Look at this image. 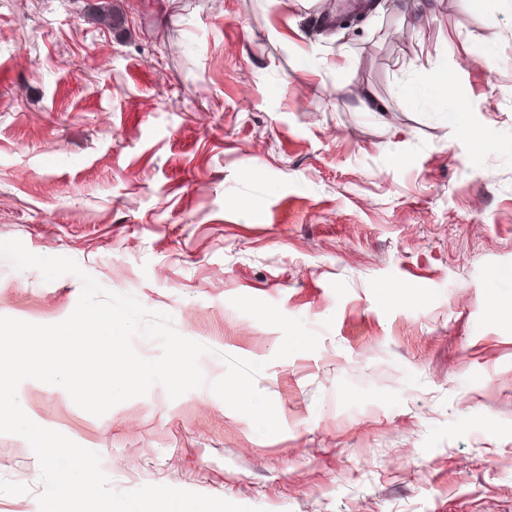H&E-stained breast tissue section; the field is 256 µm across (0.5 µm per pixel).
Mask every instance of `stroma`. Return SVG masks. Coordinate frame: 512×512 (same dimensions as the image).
Instances as JSON below:
<instances>
[{
    "mask_svg": "<svg viewBox=\"0 0 512 512\" xmlns=\"http://www.w3.org/2000/svg\"><path fill=\"white\" fill-rule=\"evenodd\" d=\"M111 2L0 0V241L170 314L206 384L97 417L29 379L25 413L117 491L512 512V0ZM80 293L0 260V316ZM39 474L0 434V512Z\"/></svg>",
    "mask_w": 512,
    "mask_h": 512,
    "instance_id": "stroma-1",
    "label": "stroma"
}]
</instances>
